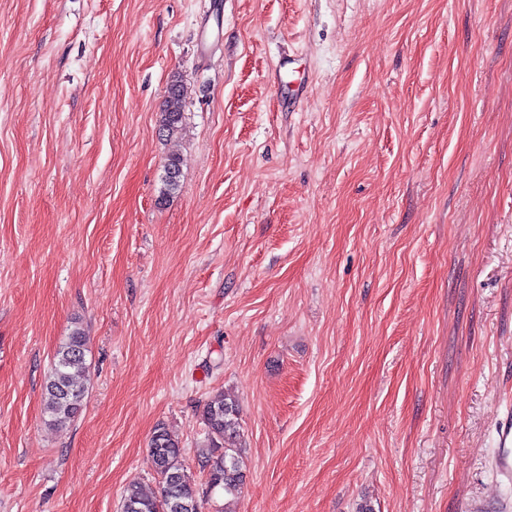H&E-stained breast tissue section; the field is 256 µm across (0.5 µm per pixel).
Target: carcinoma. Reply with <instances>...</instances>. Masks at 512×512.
<instances>
[{
	"mask_svg": "<svg viewBox=\"0 0 512 512\" xmlns=\"http://www.w3.org/2000/svg\"><path fill=\"white\" fill-rule=\"evenodd\" d=\"M185 89L175 78L167 84L160 110L158 133L168 140L183 130ZM180 158L171 154L164 164L160 196L165 198L180 187ZM87 342L82 329L76 327L57 347L50 373L45 381L42 403L45 422L56 428L71 425L83 410L85 388L80 378L88 373ZM202 423L204 440L197 461L205 481L197 482L182 463L178 441L164 427L155 429L149 452L160 477L154 495L143 492L131 483L124 495L120 512H201L204 498L216 502L224 498V506L216 512H235L231 504L245 483L247 472L246 448L240 433L235 401L219 393L205 404Z\"/></svg>",
	"mask_w": 512,
	"mask_h": 512,
	"instance_id": "cac0c4a2",
	"label": "carcinoma"
}]
</instances>
